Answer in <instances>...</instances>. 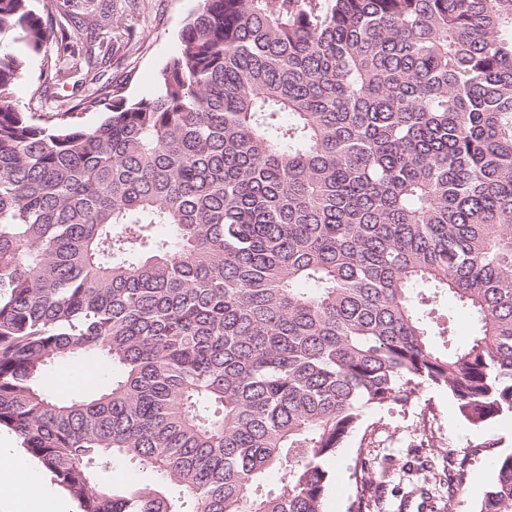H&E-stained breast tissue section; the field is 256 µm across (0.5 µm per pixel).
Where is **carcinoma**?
<instances>
[{"label": "carcinoma", "instance_id": "obj_1", "mask_svg": "<svg viewBox=\"0 0 512 512\" xmlns=\"http://www.w3.org/2000/svg\"><path fill=\"white\" fill-rule=\"evenodd\" d=\"M30 2L0 0V429L80 512H323L365 412L512 414V0H200L93 127L13 101L55 34ZM86 354L106 387L45 390ZM495 472L478 512H512ZM435 304L437 313L449 315L455 321L458 334L461 336L460 339L464 342L473 326V320L469 312L446 296L438 298ZM109 476L115 486L140 483L150 478L146 470L125 462L113 464Z\"/></svg>", "mask_w": 512, "mask_h": 512}]
</instances>
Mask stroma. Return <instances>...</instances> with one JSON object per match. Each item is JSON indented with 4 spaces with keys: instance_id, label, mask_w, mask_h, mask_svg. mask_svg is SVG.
I'll return each mask as SVG.
<instances>
[{
    "instance_id": "1",
    "label": "stroma",
    "mask_w": 512,
    "mask_h": 512,
    "mask_svg": "<svg viewBox=\"0 0 512 512\" xmlns=\"http://www.w3.org/2000/svg\"><path fill=\"white\" fill-rule=\"evenodd\" d=\"M111 13L99 35V87H114L134 101L154 94L165 64L180 51V32L198 0H110ZM62 52L50 43L30 56L13 87L19 109L36 122L75 108L84 126L99 123L98 108L78 109L89 92L76 76L46 80L48 60ZM110 374L93 355L56 363L44 375L52 395L89 396ZM512 452V415L471 424L446 391L424 389L421 406L366 413L360 428L329 465L334 488L324 512H349L356 494L355 465L365 457L367 478L379 512H476L495 479V461Z\"/></svg>"
}]
</instances>
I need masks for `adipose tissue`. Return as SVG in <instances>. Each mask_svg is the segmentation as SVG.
Listing matches in <instances>:
<instances>
[{
  "label": "adipose tissue",
  "mask_w": 512,
  "mask_h": 512,
  "mask_svg": "<svg viewBox=\"0 0 512 512\" xmlns=\"http://www.w3.org/2000/svg\"><path fill=\"white\" fill-rule=\"evenodd\" d=\"M0 504L6 512H70L69 500L52 488L17 449L13 437L0 433Z\"/></svg>",
  "instance_id": "ef3b65f1"
}]
</instances>
